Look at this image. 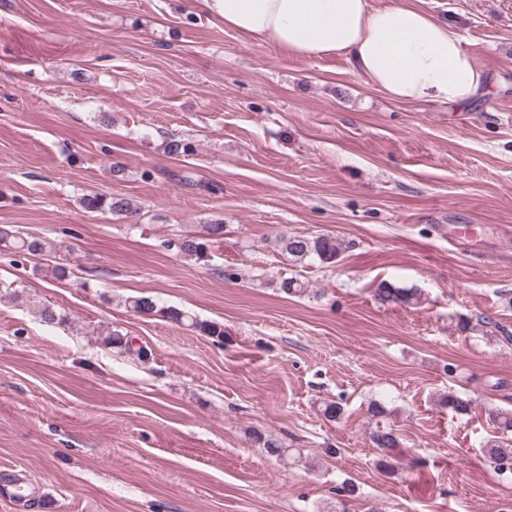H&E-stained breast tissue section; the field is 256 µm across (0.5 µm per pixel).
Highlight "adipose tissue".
<instances>
[{"label": "adipose tissue", "mask_w": 512, "mask_h": 512, "mask_svg": "<svg viewBox=\"0 0 512 512\" xmlns=\"http://www.w3.org/2000/svg\"><path fill=\"white\" fill-rule=\"evenodd\" d=\"M225 27L292 57L341 56L392 101L463 105L488 85L450 23L391 0H191Z\"/></svg>", "instance_id": "obj_1"}]
</instances>
